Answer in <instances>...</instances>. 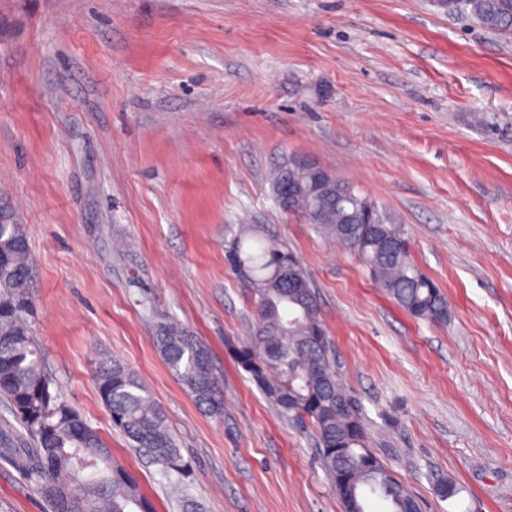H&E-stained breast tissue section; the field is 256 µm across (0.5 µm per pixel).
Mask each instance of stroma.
I'll list each match as a JSON object with an SVG mask.
<instances>
[{"instance_id": "stroma-1", "label": "stroma", "mask_w": 512, "mask_h": 512, "mask_svg": "<svg viewBox=\"0 0 512 512\" xmlns=\"http://www.w3.org/2000/svg\"><path fill=\"white\" fill-rule=\"evenodd\" d=\"M290 156L401 226L447 323L277 208ZM2 207L26 228L50 372L157 512L182 510L96 390L115 358L163 407L204 512H342L310 424L232 353L255 307L224 243L252 224L306 271L368 444L421 512H512V37L436 0H0ZM166 321L210 347L221 415L166 367ZM45 510L0 460V512Z\"/></svg>"}]
</instances>
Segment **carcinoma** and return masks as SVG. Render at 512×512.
I'll return each mask as SVG.
<instances>
[{
    "instance_id": "1",
    "label": "carcinoma",
    "mask_w": 512,
    "mask_h": 512,
    "mask_svg": "<svg viewBox=\"0 0 512 512\" xmlns=\"http://www.w3.org/2000/svg\"><path fill=\"white\" fill-rule=\"evenodd\" d=\"M448 13H464L494 33L512 35V0H447ZM305 188L285 212L353 251L376 285L408 314L448 320V300L415 264L401 227L346 180L336 193L310 192L312 177L294 171ZM227 266L255 302L252 334L235 350L237 364L263 396L290 419L315 430L317 454L344 512H366L375 496L391 512H407L415 499L369 448L363 410L346 389L320 319L315 289L294 293L288 276L310 282L289 250L245 227L224 244ZM32 258L24 225L0 222V397L20 431L0 432V458L22 471L48 512H155L134 478L113 463L112 449L59 391L37 348L28 316ZM164 363L206 412L220 415L223 391L208 348L175 322L158 326ZM98 395L112 426L130 446L150 456L184 512H199L182 479L188 470L166 424L163 408L121 361L99 368Z\"/></svg>"
}]
</instances>
